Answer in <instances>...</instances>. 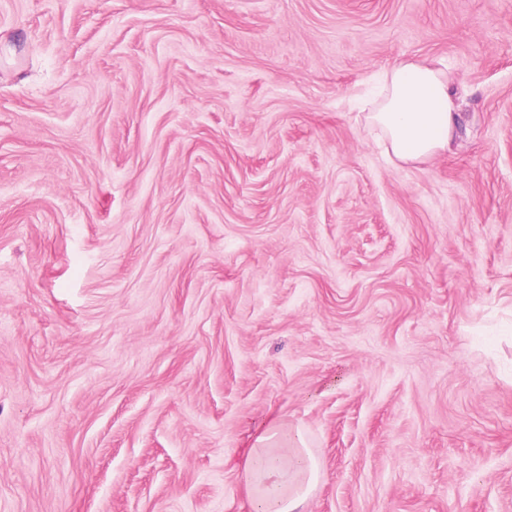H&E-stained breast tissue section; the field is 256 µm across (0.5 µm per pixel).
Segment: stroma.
Wrapping results in <instances>:
<instances>
[{"label": "stroma", "instance_id": "stroma-1", "mask_svg": "<svg viewBox=\"0 0 512 512\" xmlns=\"http://www.w3.org/2000/svg\"><path fill=\"white\" fill-rule=\"evenodd\" d=\"M280 416L306 512H512V0H0V512H249ZM381 93L366 115L385 153L413 162L445 152L457 124L451 72L435 64L396 60L381 75ZM243 469L254 512H305L319 477L304 433L283 418L274 419L255 438Z\"/></svg>", "mask_w": 512, "mask_h": 512}]
</instances>
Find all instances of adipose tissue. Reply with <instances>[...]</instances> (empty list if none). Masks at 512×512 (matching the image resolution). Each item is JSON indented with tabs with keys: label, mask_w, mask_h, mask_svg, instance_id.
I'll list each match as a JSON object with an SVG mask.
<instances>
[{
	"label": "adipose tissue",
	"mask_w": 512,
	"mask_h": 512,
	"mask_svg": "<svg viewBox=\"0 0 512 512\" xmlns=\"http://www.w3.org/2000/svg\"><path fill=\"white\" fill-rule=\"evenodd\" d=\"M454 78L433 64L395 61L381 75V93L366 115L387 155L413 162L447 151L457 124ZM243 469L253 512H304L319 477L300 428L274 419L248 449Z\"/></svg>",
	"instance_id": "adipose-tissue-1"
}]
</instances>
